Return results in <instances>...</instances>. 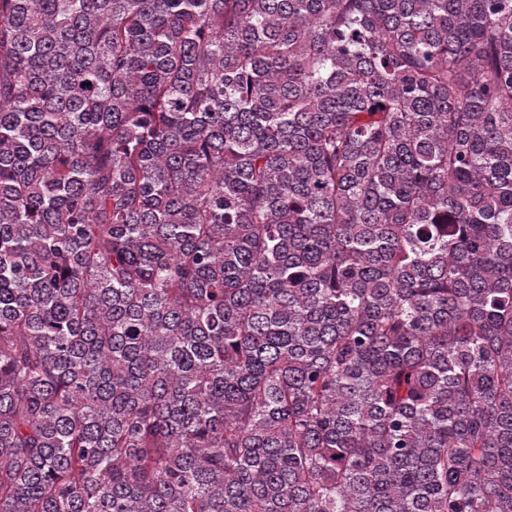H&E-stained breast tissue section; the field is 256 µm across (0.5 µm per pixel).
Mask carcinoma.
I'll return each instance as SVG.
<instances>
[{
	"instance_id": "cac0c4a2",
	"label": "carcinoma",
	"mask_w": 512,
	"mask_h": 512,
	"mask_svg": "<svg viewBox=\"0 0 512 512\" xmlns=\"http://www.w3.org/2000/svg\"><path fill=\"white\" fill-rule=\"evenodd\" d=\"M0 512H512V0H0Z\"/></svg>"
}]
</instances>
